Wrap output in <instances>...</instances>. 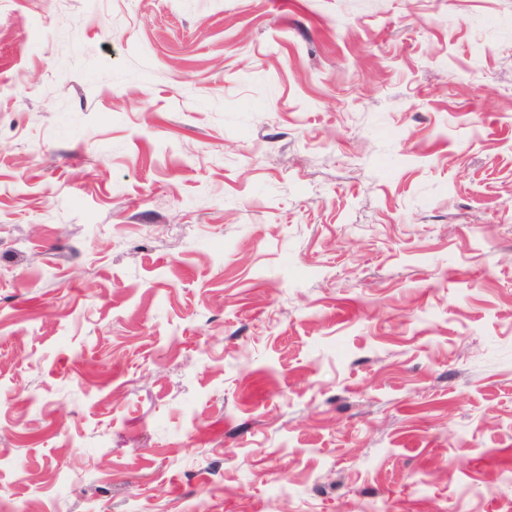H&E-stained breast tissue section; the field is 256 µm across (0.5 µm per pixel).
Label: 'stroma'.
<instances>
[{
  "instance_id": "1",
  "label": "stroma",
  "mask_w": 512,
  "mask_h": 512,
  "mask_svg": "<svg viewBox=\"0 0 512 512\" xmlns=\"http://www.w3.org/2000/svg\"><path fill=\"white\" fill-rule=\"evenodd\" d=\"M0 512H512V0H0Z\"/></svg>"
}]
</instances>
